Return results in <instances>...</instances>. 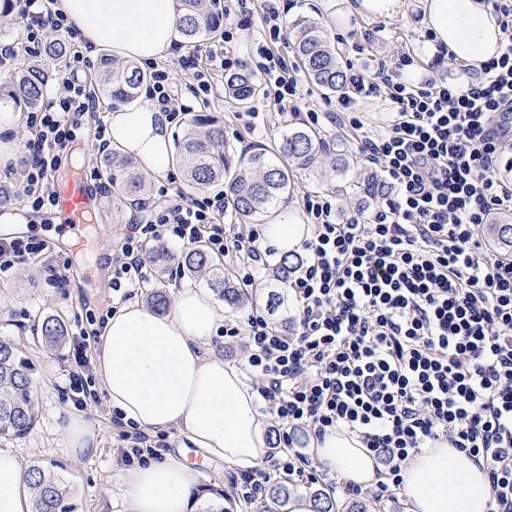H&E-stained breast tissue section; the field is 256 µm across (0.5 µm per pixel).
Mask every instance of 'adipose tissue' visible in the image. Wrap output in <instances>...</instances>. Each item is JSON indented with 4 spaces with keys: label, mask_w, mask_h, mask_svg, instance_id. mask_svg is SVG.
I'll return each instance as SVG.
<instances>
[{
    "label": "adipose tissue",
    "mask_w": 512,
    "mask_h": 512,
    "mask_svg": "<svg viewBox=\"0 0 512 512\" xmlns=\"http://www.w3.org/2000/svg\"><path fill=\"white\" fill-rule=\"evenodd\" d=\"M433 45L472 66L499 56L501 30L486 0H420ZM56 8L91 52L137 62L170 56L179 40V0H56ZM112 148L159 180L174 170L170 124L150 98L108 116ZM264 245L281 254L312 237L299 219L264 225ZM224 308L208 291L180 289L167 315L133 301L101 332L97 376L111 409L144 431L177 428L183 442L239 469L256 466L268 441L257 395L245 373L225 364L211 341ZM319 462L357 485L375 482L369 450L347 430L329 429L312 442ZM195 471L168 454L127 471L119 493L130 512H192ZM404 493L413 512H488L492 489L472 457L437 442L407 461ZM18 459L0 452V512H30Z\"/></svg>",
    "instance_id": "ef3b65f1"
}]
</instances>
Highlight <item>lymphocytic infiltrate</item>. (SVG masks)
Returning <instances> with one entry per match:
<instances>
[{"label":"lymphocytic infiltrate","instance_id":"f902f5d3","mask_svg":"<svg viewBox=\"0 0 512 512\" xmlns=\"http://www.w3.org/2000/svg\"><path fill=\"white\" fill-rule=\"evenodd\" d=\"M54 0H18L24 25L20 42L0 43V66L42 57L48 34L71 40L67 58L54 65L55 93L27 118L32 152L19 194L35 212H52L54 179L65 151L81 135L108 149L105 110L91 81L80 74L91 61ZM505 37L499 57L462 77L443 75L412 83L399 70L378 67L374 78L354 74L353 95L335 110L309 111L313 125H339L356 132L366 160L380 168L392 189L385 204L336 217L327 193L304 198L314 226L308 256L288 286L299 328L288 333L264 316L247 319V364L259 379L266 410L284 430L279 451L242 472L235 488L256 501L274 475L309 483L316 479L306 449L295 448L297 430L323 436L330 428L356 434L385 466L379 492L399 489L406 461L441 440L481 464L493 490L490 512H512V254L489 253L480 235L495 212L512 211V180L498 161L507 138L501 118L512 114V0H487ZM225 24L208 48L176 45L179 81L165 65H146L150 97L169 121L188 115L189 100L218 94L219 75L250 64L267 111L297 112V68L274 46L287 28L274 0H227ZM258 27L261 38L250 60L237 55L239 31ZM385 96L394 118L382 130L366 129L354 95ZM158 204L141 203L112 264V292L126 299L149 282L147 247L166 240L239 260L243 285H253L271 255L262 231L242 232L225 223L223 191L186 196L160 187ZM50 242L34 236L0 238V282L24 264L48 261ZM110 309L87 311L76 325L71 353L75 367L68 389L75 405L95 398L86 354L87 337L103 327Z\"/></svg>","mask_w":512,"mask_h":512}]
</instances>
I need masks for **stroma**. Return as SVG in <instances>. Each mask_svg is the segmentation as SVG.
Here are the masks:
<instances>
[{"label":"stroma","instance_id":"obj_1","mask_svg":"<svg viewBox=\"0 0 512 512\" xmlns=\"http://www.w3.org/2000/svg\"><path fill=\"white\" fill-rule=\"evenodd\" d=\"M287 12L288 19L304 16L321 23L329 39L335 44L343 65L354 66L366 76H373L379 63L396 67L400 59L412 57L414 64L406 68V76L420 82L431 75L457 77L454 59L431 51L428 32L422 24V14L408 8L405 15L390 20L349 17L337 21L336 0H277ZM306 93L300 103V114L280 117L258 116L261 101L241 105L220 93L207 103H196L195 113L209 114L223 120L224 131L235 153L250 154L259 150L273 155L282 135L288 128L304 125L306 111L324 112L335 109L336 95L326 93L313 82H306ZM323 134L331 146L330 154L317 159L307 170H295L294 183L288 195L280 201L275 211L288 216L290 208H302L305 195L314 192H332L336 195L338 217L352 215L364 205L358 182L372 172L370 164L358 149L356 134L348 129L323 127ZM347 156L352 165L340 173L334 168L336 156ZM138 203V202H137ZM137 203L118 200L112 189H105L103 208L86 228L87 245L74 244L70 238L60 236L54 221L38 222L31 215H24L31 234L51 241L57 265L66 269L67 281L55 286L49 281L47 264L33 262L22 265L14 279L0 284V337L20 344L33 365V387L39 400V416L33 427L19 437L0 438V451L15 455L23 468L37 461L56 462L76 490L78 512H128L127 504L119 494L121 477L128 469L123 458L119 433L121 428L113 419V411L104 395H97L87 406H76L68 392V375L73 369L69 345L48 346L41 336L40 326L45 318H61L73 324L89 309H103L118 305L119 300L110 288L112 255L116 253L124 235L137 215ZM169 260L153 264V276L135 297L147 301L155 285H164L167 294H174L185 286L205 287L202 279H192L181 274L175 261L180 248L169 245ZM91 267L94 275L83 279L84 267ZM281 295V304L270 308L271 292ZM264 315L268 322L279 329H296L298 312L293 292L271 280L268 272H261L255 286L248 291L243 307L225 308V321L245 325L251 312ZM86 419L99 436V445L91 454L74 458L65 451L63 424L68 417ZM185 454L196 463L201 492L196 499L194 512H202L206 500L223 496L226 512H269L272 502L262 497L256 503L239 499L233 489V479L238 468L224 461L189 448ZM316 486L330 496L333 512H349L353 502L366 504L368 512H411L404 493L384 497L368 492L358 496L348 494L340 486V474L318 468Z\"/></svg>","mask_w":512,"mask_h":512}]
</instances>
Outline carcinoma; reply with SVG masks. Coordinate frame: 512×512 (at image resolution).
<instances>
[{"label":"carcinoma","instance_id":"obj_1","mask_svg":"<svg viewBox=\"0 0 512 512\" xmlns=\"http://www.w3.org/2000/svg\"><path fill=\"white\" fill-rule=\"evenodd\" d=\"M182 11L179 27L184 39L195 42L212 32L220 22L217 0H180ZM294 50L307 77L325 91L336 94L347 89L349 73L336 55V48L325 30L315 21L301 17L293 21ZM101 91L112 100L129 104L138 95L146 75L131 63H118L109 56L99 62ZM48 83L45 70L28 69L0 84V96L5 94L15 103L34 110L42 103ZM229 97L247 104L255 99L259 87L254 75L241 70L224 79ZM204 128L199 134L195 128ZM175 160L184 168L191 186L205 187L224 182V196L231 214L241 220H255L269 212L272 205L291 188L293 170L266 156L254 153L235 155L224 135V122L213 116L193 119L174 143ZM329 150L320 132L295 126L283 134L280 153L290 158L294 166L309 169L317 155ZM101 175L123 198H135L144 189V181L136 162L115 154L103 158ZM180 268L200 272L207 284L224 303L236 306L244 303L246 293L233 279L231 271L212 258L204 247L190 248L177 257ZM42 335L47 344L58 346L67 336L66 326L53 317L42 323ZM31 365L16 346L0 339V436H18L32 426L38 413L33 391ZM32 494V512H76L77 504L72 485L52 462H38L27 472Z\"/></svg>","mask_w":512,"mask_h":512}]
</instances>
